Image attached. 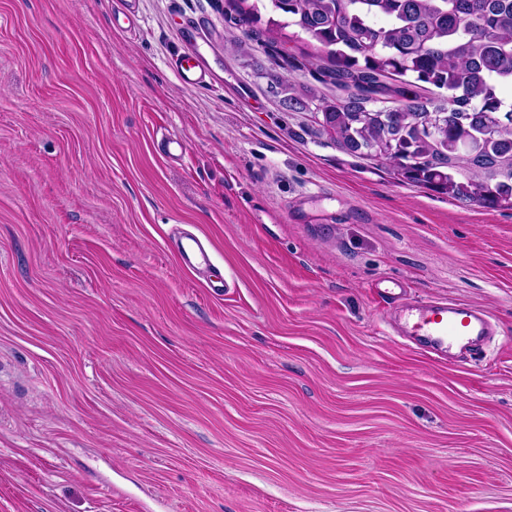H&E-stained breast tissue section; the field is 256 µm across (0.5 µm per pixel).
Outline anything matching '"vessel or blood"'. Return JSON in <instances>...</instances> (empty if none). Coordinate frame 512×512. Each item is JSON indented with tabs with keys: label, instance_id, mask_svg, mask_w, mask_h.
<instances>
[{
	"label": "vessel or blood",
	"instance_id": "obj_1",
	"mask_svg": "<svg viewBox=\"0 0 512 512\" xmlns=\"http://www.w3.org/2000/svg\"><path fill=\"white\" fill-rule=\"evenodd\" d=\"M172 69L180 83L196 87L203 83L206 71L199 49H190L173 58ZM182 263L188 267L206 266L210 257L194 237L186 238L179 247ZM490 326L488 315L480 308L458 302H432L417 310L414 329L426 344L436 350H447L470 344L474 337L484 335Z\"/></svg>",
	"mask_w": 512,
	"mask_h": 512
}]
</instances>
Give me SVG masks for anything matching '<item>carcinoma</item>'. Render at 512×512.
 I'll use <instances>...</instances> for the list:
<instances>
[{
  "label": "carcinoma",
  "mask_w": 512,
  "mask_h": 512,
  "mask_svg": "<svg viewBox=\"0 0 512 512\" xmlns=\"http://www.w3.org/2000/svg\"><path fill=\"white\" fill-rule=\"evenodd\" d=\"M326 62L313 84L285 82L284 102L317 114L319 132L360 159L386 161L401 183L512 210V0H269ZM251 32L257 4L227 0ZM420 83L439 90L425 98Z\"/></svg>",
  "instance_id": "1"
}]
</instances>
